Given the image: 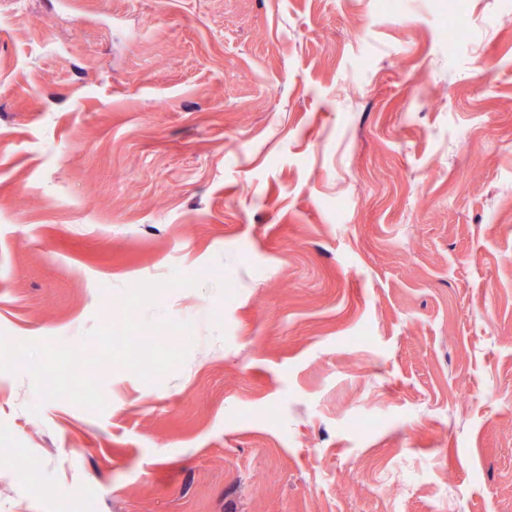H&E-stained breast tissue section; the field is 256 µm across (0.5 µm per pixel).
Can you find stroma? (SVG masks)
Instances as JSON below:
<instances>
[{
	"instance_id": "1",
	"label": "stroma",
	"mask_w": 512,
	"mask_h": 512,
	"mask_svg": "<svg viewBox=\"0 0 512 512\" xmlns=\"http://www.w3.org/2000/svg\"><path fill=\"white\" fill-rule=\"evenodd\" d=\"M176 270L102 413L0 372V512H512V0H0V331Z\"/></svg>"
}]
</instances>
